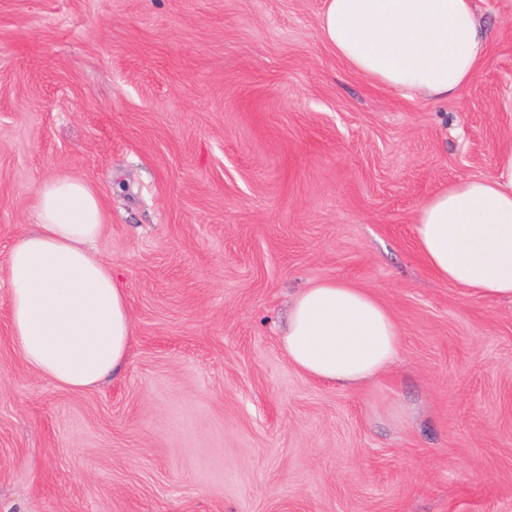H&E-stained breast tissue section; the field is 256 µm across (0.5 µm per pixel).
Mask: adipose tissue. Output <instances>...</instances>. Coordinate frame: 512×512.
<instances>
[{
    "mask_svg": "<svg viewBox=\"0 0 512 512\" xmlns=\"http://www.w3.org/2000/svg\"><path fill=\"white\" fill-rule=\"evenodd\" d=\"M320 28L350 70L407 96L459 97L487 63L476 0H324ZM34 197L35 224L6 259L10 336L41 378L92 388L127 364L134 336L125 290L95 247L101 198L69 176L41 181ZM414 235L435 278L512 300V147L491 176L456 180L423 200ZM280 342L304 375L353 388L397 363L401 329L369 290L321 279L295 296Z\"/></svg>",
    "mask_w": 512,
    "mask_h": 512,
    "instance_id": "adipose-tissue-1",
    "label": "adipose tissue"
}]
</instances>
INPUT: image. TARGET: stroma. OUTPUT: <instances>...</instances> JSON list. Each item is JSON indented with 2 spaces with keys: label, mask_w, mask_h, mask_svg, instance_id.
I'll use <instances>...</instances> for the list:
<instances>
[{
  "label": "stroma",
  "mask_w": 512,
  "mask_h": 512,
  "mask_svg": "<svg viewBox=\"0 0 512 512\" xmlns=\"http://www.w3.org/2000/svg\"><path fill=\"white\" fill-rule=\"evenodd\" d=\"M455 99L346 68L324 0H0V512H512V302L433 277L413 215L512 143V0ZM100 193L127 366L73 391L9 336L34 188ZM374 294L398 364L341 388L289 363L310 283Z\"/></svg>",
  "instance_id": "1"
}]
</instances>
